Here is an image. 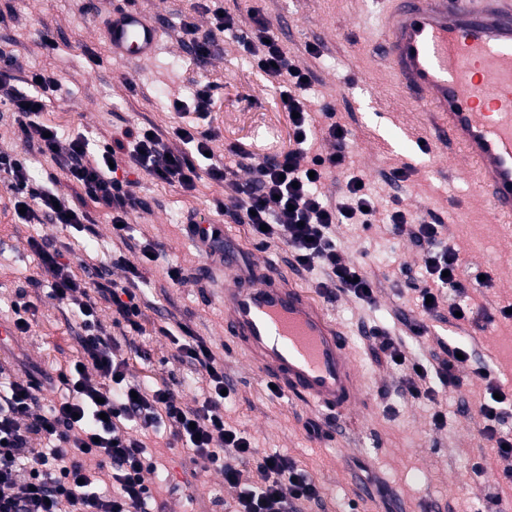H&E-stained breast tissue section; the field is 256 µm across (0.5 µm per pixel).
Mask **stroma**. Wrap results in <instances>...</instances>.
<instances>
[{
  "instance_id": "obj_1",
  "label": "stroma",
  "mask_w": 512,
  "mask_h": 512,
  "mask_svg": "<svg viewBox=\"0 0 512 512\" xmlns=\"http://www.w3.org/2000/svg\"><path fill=\"white\" fill-rule=\"evenodd\" d=\"M384 0H255L300 65L313 69L315 81L306 93L312 109L335 108L354 133L357 167L363 171L377 201L375 224L369 231L342 224L336 242L354 262L371 274L378 287L375 304L344 294L320 296L329 319L344 330L365 397L345 418L330 420L319 410L291 396L271 395V375L255 369L224 331L219 287L202 273L200 252L186 235L193 217L224 227V240L243 259L274 262L297 286L314 291L320 271L298 272L284 247L255 248L247 225L235 223L219 207L222 184L200 180L195 191L181 192L141 177L140 207L131 215L137 239L153 243L178 263L184 281L168 282L164 264L144 267L149 305L145 334L128 337L122 352L131 372L140 378H162L179 391L184 402L200 399V385H188L191 372L172 357L156 328L181 323L204 338L224 361V378L234 388L224 410L225 421L244 431L259 452L276 451L296 460L320 485L319 504L305 512H476L487 496L512 503V489L499 486L498 465L491 448L478 440L481 420L476 413L484 385L471 378L442 394L447 421L430 423V405L403 398V367L379 363L368 338L372 326L389 329L404 339L419 357L441 353L443 345L465 342L476 361L486 364L512 385V320L486 321L485 312L512 299V236L502 233L489 209L475 199L472 174L444 145L435 143L426 112L414 102L389 71L382 51L379 20ZM121 0H0V49L16 55L25 69H47L61 86L62 98L44 112L45 123L65 135L85 134L111 141L128 126L154 123L170 130L180 122L198 123L196 112L176 115L173 99L189 100L196 82L214 84L217 103L210 114L218 133L216 154L240 143L256 158L275 155L288 145V116L274 89L254 67L233 37L219 40L210 56L199 59L178 37L188 0H135L134 6L157 19L161 49L147 63L110 58L99 35L100 15ZM54 41L46 49L45 41ZM317 44L319 57L305 51ZM95 51L99 63L86 53ZM430 143L421 150L419 140ZM409 166L402 182L394 169ZM402 198L410 222L427 219L442 224L443 233L459 250L465 266L488 272L492 282L476 295L479 313L466 321L432 320L429 336L412 340L403 321L414 311L413 292L394 285L388 276L407 267L417 276L423 246L408 236L393 237L386 215L395 198ZM47 224H23L12 211L0 213V300H14L28 290L38 308L28 340L13 353L26 363L45 367L76 355L74 325L66 323L55 301L44 292L29 291L28 279L38 276L30 238L51 232ZM142 357H135V350ZM328 427L332 436H310L312 424ZM156 472L146 479L159 502L179 512H220L216 499L232 501L233 492L217 471L195 464L183 449L169 447L165 438L147 434ZM484 461L475 474L473 465Z\"/></svg>"
}]
</instances>
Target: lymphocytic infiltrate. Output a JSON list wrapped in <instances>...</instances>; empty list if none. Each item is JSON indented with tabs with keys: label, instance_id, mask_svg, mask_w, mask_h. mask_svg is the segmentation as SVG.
Instances as JSON below:
<instances>
[{
	"label": "lymphocytic infiltrate",
	"instance_id": "1",
	"mask_svg": "<svg viewBox=\"0 0 512 512\" xmlns=\"http://www.w3.org/2000/svg\"><path fill=\"white\" fill-rule=\"evenodd\" d=\"M202 9L210 16L209 28L200 29L193 17L183 16L182 42L205 57L219 36H235L285 97L282 108L290 115L287 148L256 164L250 179L240 176L249 151L230 145L223 159L206 160L218 134L190 123L172 127L167 135L151 124L126 128L111 145L91 149L86 135H62L41 119L60 91L54 74L40 71L18 87L22 64L0 49V111L14 114L27 146L22 155L0 150V183L10 191L14 208L22 210L25 223L47 222L89 234L94 219L85 204L90 201L109 213L113 236L126 240L130 212L139 204L140 183L133 173L187 193L205 177L223 184L227 197L236 201L233 218L248 225L258 248L279 242L289 251L293 267L322 270L324 278L317 283L321 293L374 302L375 280L344 254L334 235L340 224L365 230L374 224L375 197L352 172V131L337 120L331 106L319 115L310 113L304 93L314 73L295 62L259 8L232 14L225 11L223 0H204ZM317 132L332 142V153L312 152L309 140ZM40 157L76 185L80 202L58 196L53 181L33 184L30 164ZM336 169L349 171L350 177L340 195L330 199L319 187ZM388 224L393 232L427 247L414 286L417 316L407 323L411 336H428L429 319L443 307L449 314L470 317L472 307L448 303L447 292L468 287L479 292L487 283L476 277L467 285L460 281L459 252L443 241L442 225L408 223L399 206L389 212ZM29 244L49 278L50 298L62 305L80 334L76 357L54 372L32 365L20 379L0 364V512H154L155 500L143 474L155 464L145 442L131 434L134 426L145 432L166 430L171 442L203 468L219 469L225 486L236 491L233 512H299L302 505L320 500L321 489L305 469L280 453H259L245 432L226 424L224 366L208 343L187 335L183 325L162 326L158 332L169 340L174 357L203 383L195 405H187L167 382L130 374L129 359L120 354L112 331L143 330L146 280L138 266L102 245L72 261L71 246L58 244L51 234ZM116 267L124 272L122 280L112 277ZM104 302L112 309L108 323L101 317ZM378 338L386 361L407 371L403 394L428 401L434 427H443L446 414L439 396L462 386L461 371L473 359L470 348L457 343L424 360L411 355L400 339L383 332ZM473 373L485 383L477 406L483 420L480 438L494 450L501 484L512 486V431L505 427L512 417V397L503 396V384L489 367L476 366ZM49 385L59 387L58 400H46L43 391ZM228 455L251 463V473L225 463Z\"/></svg>",
	"mask_w": 512,
	"mask_h": 512
}]
</instances>
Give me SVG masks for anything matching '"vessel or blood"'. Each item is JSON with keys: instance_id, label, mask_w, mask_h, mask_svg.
I'll return each instance as SVG.
<instances>
[{"instance_id": "vessel-or-blood-1", "label": "vessel or blood", "mask_w": 512, "mask_h": 512, "mask_svg": "<svg viewBox=\"0 0 512 512\" xmlns=\"http://www.w3.org/2000/svg\"><path fill=\"white\" fill-rule=\"evenodd\" d=\"M384 26L390 71L432 118L440 141L474 174V195L512 223V0H392ZM112 58L153 59L159 27L139 10L112 11ZM225 274L226 331L290 394L341 416L362 389L347 338L318 302L265 260H207Z\"/></svg>"}]
</instances>
